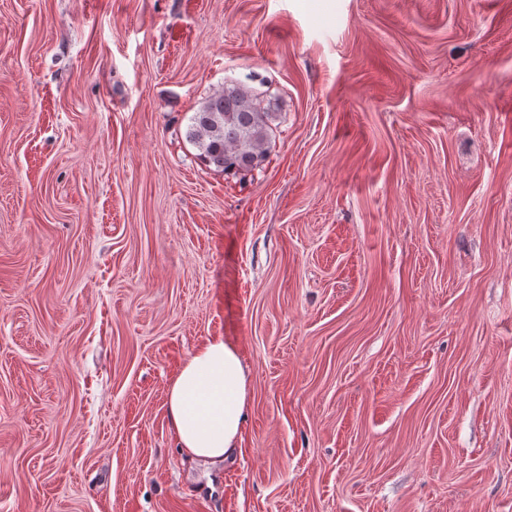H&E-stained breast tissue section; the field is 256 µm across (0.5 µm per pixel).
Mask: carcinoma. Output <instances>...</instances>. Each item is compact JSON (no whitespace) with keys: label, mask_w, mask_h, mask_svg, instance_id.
Instances as JSON below:
<instances>
[{"label":"carcinoma","mask_w":512,"mask_h":512,"mask_svg":"<svg viewBox=\"0 0 512 512\" xmlns=\"http://www.w3.org/2000/svg\"><path fill=\"white\" fill-rule=\"evenodd\" d=\"M277 109L276 99L234 82L207 98L189 117L186 139L216 171L253 172L263 168L269 156Z\"/></svg>","instance_id":"obj_1"}]
</instances>
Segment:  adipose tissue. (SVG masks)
<instances>
[{
  "instance_id": "ef3b65f1",
  "label": "adipose tissue",
  "mask_w": 512,
  "mask_h": 512,
  "mask_svg": "<svg viewBox=\"0 0 512 512\" xmlns=\"http://www.w3.org/2000/svg\"><path fill=\"white\" fill-rule=\"evenodd\" d=\"M249 377L239 350L223 339L202 343L167 391V411L181 448L213 463L235 454L249 413Z\"/></svg>"
}]
</instances>
